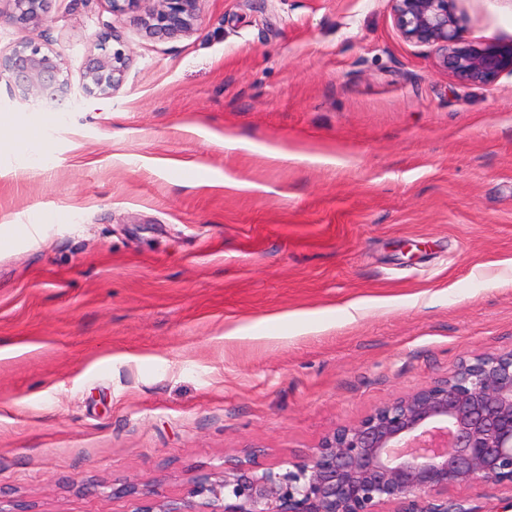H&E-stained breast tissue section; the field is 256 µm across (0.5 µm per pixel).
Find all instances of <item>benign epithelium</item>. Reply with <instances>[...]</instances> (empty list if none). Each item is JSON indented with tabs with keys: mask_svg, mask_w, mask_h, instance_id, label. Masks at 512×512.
<instances>
[{
	"mask_svg": "<svg viewBox=\"0 0 512 512\" xmlns=\"http://www.w3.org/2000/svg\"><path fill=\"white\" fill-rule=\"evenodd\" d=\"M13 18L44 24L46 0H11ZM150 35L189 32L201 20L200 0H150ZM394 25L407 42L435 49L462 85H489L512 72V49L473 42L448 0H391ZM90 58L82 89L108 97L129 64L125 45L104 40ZM20 99L68 95L59 55L24 39L0 54V73ZM512 489V352L477 356L447 379L387 403L361 421L340 426L309 453L267 463L255 451L224 457L222 465L188 481L171 496L133 485L112 491L130 500L128 512H470L448 492L482 482Z\"/></svg>",
	"mask_w": 512,
	"mask_h": 512,
	"instance_id": "1",
	"label": "benign epithelium"
}]
</instances>
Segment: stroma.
Wrapping results in <instances>:
<instances>
[{
  "instance_id": "35a3bbf8",
  "label": "stroma",
  "mask_w": 512,
  "mask_h": 512,
  "mask_svg": "<svg viewBox=\"0 0 512 512\" xmlns=\"http://www.w3.org/2000/svg\"><path fill=\"white\" fill-rule=\"evenodd\" d=\"M451 7L512 47V0ZM200 14L171 37L109 0L0 18L1 53L48 42L71 85L27 105L0 77V494L38 512H127L113 485L170 495L227 454L297 457L512 351V74L459 84L390 0ZM112 34L123 82L85 95ZM50 114L30 161L19 120ZM462 496L512 512L505 486Z\"/></svg>"
}]
</instances>
